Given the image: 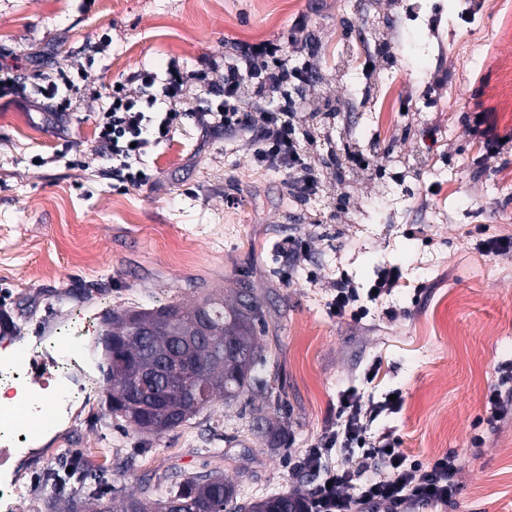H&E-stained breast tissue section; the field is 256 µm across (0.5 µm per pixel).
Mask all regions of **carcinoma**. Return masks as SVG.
<instances>
[{"label":"carcinoma","mask_w":512,"mask_h":512,"mask_svg":"<svg viewBox=\"0 0 512 512\" xmlns=\"http://www.w3.org/2000/svg\"><path fill=\"white\" fill-rule=\"evenodd\" d=\"M262 312L251 293L231 306L207 296L192 305L156 310L114 312L104 335L119 343L106 351L108 402L112 412L142 433L160 435L181 426L221 396L230 402L248 387L268 382L257 377L264 365L263 339L257 334ZM191 354L195 366L185 370L177 360ZM234 484L222 475H198L171 486L159 500L93 494L85 512H305L298 494H271L236 505Z\"/></svg>","instance_id":"obj_1"}]
</instances>
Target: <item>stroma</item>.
I'll return each instance as SVG.
<instances>
[{
  "mask_svg": "<svg viewBox=\"0 0 512 512\" xmlns=\"http://www.w3.org/2000/svg\"><path fill=\"white\" fill-rule=\"evenodd\" d=\"M497 3L477 0L469 20L466 0H0V67L29 84L56 66H81L103 89L78 98L64 124L24 99H0V313L16 326L0 352L26 342L39 372L51 373L60 333L84 328L86 347L71 368L69 418L0 464L17 485L0 512H79L94 481L47 476L92 456L122 495L140 494L146 478L210 471L235 484L241 504L282 490L310 495L327 471L358 463L359 449L349 448L323 456L317 470L298 468L335 426L337 395L348 388L366 414L367 442L389 434L424 463L455 454L452 504L413 512H512V411L490 421L486 399L498 367L512 365V252L479 246L485 236L512 238L503 221L512 215V160L484 166L472 132L485 112L512 135V99L500 94L512 37L486 48L466 75L458 55L461 31L501 25ZM299 16L316 46L310 93L339 103L313 158L373 149L404 181L358 173L340 184L326 169L319 195L303 205L282 173L254 162L248 140L191 120L146 156L152 182L124 188L113 179L94 134L113 82L177 58L221 88L225 58L287 39ZM369 56L380 79L368 96ZM386 96L409 105L390 124L376 114ZM291 237L307 249L287 263L279 247ZM185 242L192 252L178 257ZM389 266L400 268L401 284L369 302L365 318L332 314L337 278L364 290ZM244 288L261 305L279 401L219 397L159 436L112 414L99 342L112 312L208 294L230 304ZM393 391L399 412H378ZM257 405L284 427L280 449L252 437Z\"/></svg>",
  "mask_w": 512,
  "mask_h": 512,
  "instance_id": "35a3bbf8",
  "label": "stroma"
}]
</instances>
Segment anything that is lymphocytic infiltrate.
I'll use <instances>...</instances> for the list:
<instances>
[{
  "label": "lymphocytic infiltrate",
  "mask_w": 512,
  "mask_h": 512,
  "mask_svg": "<svg viewBox=\"0 0 512 512\" xmlns=\"http://www.w3.org/2000/svg\"><path fill=\"white\" fill-rule=\"evenodd\" d=\"M301 57V64L288 60ZM314 51L306 40L290 46L265 39L250 44L240 54L224 61V87L208 91L201 74L178 62H169L164 74L141 71L136 89L113 88L110 103L95 120V140L103 159L110 161L119 182L140 187L151 180L143 163L151 148L170 139L184 121L223 130L225 136H251L253 159L261 166L285 175L288 193L296 202L307 203L321 188L320 171L308 147L316 140L321 112L307 89L316 78ZM40 101L55 118H68L71 96L96 94L87 71L71 74L68 66L40 74L33 84ZM274 108H261L264 100ZM338 428L326 432L320 444L308 449L301 467L317 468L322 457L335 449L359 447L363 454L356 467L326 473L325 484L311 493L307 512H354L355 507L383 505L388 512H409L417 503H445L456 491V468L452 455L422 465L408 461L398 442L383 436L374 444L365 442L362 406L354 391L339 393ZM391 466L388 479L376 477L378 465ZM360 486L359 497L350 488Z\"/></svg>",
  "instance_id": "lymphocytic-infiltrate-1"
}]
</instances>
